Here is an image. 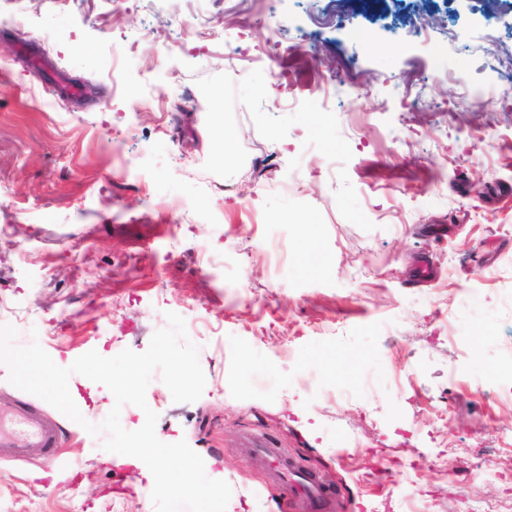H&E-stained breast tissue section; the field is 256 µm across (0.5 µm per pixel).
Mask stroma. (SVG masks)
Here are the masks:
<instances>
[{
    "instance_id": "35a3bbf8",
    "label": "stroma",
    "mask_w": 512,
    "mask_h": 512,
    "mask_svg": "<svg viewBox=\"0 0 512 512\" xmlns=\"http://www.w3.org/2000/svg\"><path fill=\"white\" fill-rule=\"evenodd\" d=\"M0 13V324L18 344L65 368L183 317L203 394L174 402L156 376L146 401L157 437L231 486L228 512H289L246 433L344 512H512V0ZM61 424L67 471L44 483L35 448L0 461V512H154L143 462ZM476 457L489 480L465 481Z\"/></svg>"
}]
</instances>
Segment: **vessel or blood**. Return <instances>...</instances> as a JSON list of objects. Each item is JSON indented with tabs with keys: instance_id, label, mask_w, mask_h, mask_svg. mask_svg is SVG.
Returning <instances> with one entry per match:
<instances>
[{
	"instance_id": "1",
	"label": "vessel or blood",
	"mask_w": 512,
	"mask_h": 512,
	"mask_svg": "<svg viewBox=\"0 0 512 512\" xmlns=\"http://www.w3.org/2000/svg\"><path fill=\"white\" fill-rule=\"evenodd\" d=\"M63 431L48 413L20 402L0 401V457L20 458L28 449H42L47 460L58 463ZM245 451L261 462L269 481L285 493L291 512H342L336 492L286 449L262 438L247 439Z\"/></svg>"
}]
</instances>
